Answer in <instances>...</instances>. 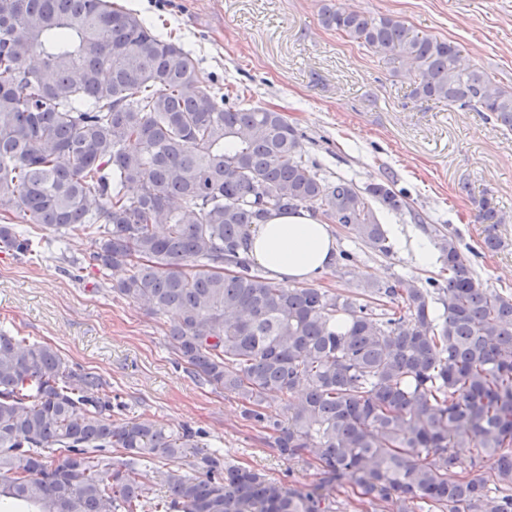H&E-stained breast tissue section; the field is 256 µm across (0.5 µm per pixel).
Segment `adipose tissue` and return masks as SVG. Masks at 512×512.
<instances>
[{"label":"adipose tissue","instance_id":"obj_1","mask_svg":"<svg viewBox=\"0 0 512 512\" xmlns=\"http://www.w3.org/2000/svg\"><path fill=\"white\" fill-rule=\"evenodd\" d=\"M248 256L286 282L296 283L328 270L336 243L327 226L307 214H275L252 234Z\"/></svg>","mask_w":512,"mask_h":512}]
</instances>
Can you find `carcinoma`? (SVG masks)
<instances>
[{"mask_svg": "<svg viewBox=\"0 0 512 512\" xmlns=\"http://www.w3.org/2000/svg\"><path fill=\"white\" fill-rule=\"evenodd\" d=\"M319 16L408 66L412 100L512 132V90L461 66L457 44L340 0ZM301 138L283 113L211 92L190 48L112 0H0V249L36 254L14 213L85 237L92 264L120 273L112 292L175 314L166 336L190 374L318 476L299 489L218 448L188 462L198 432L112 421L98 376L0 329V512H336L338 488L360 512H512V295L438 229L448 276L427 288L399 277L350 297L254 268L252 230L300 209L391 252L374 205L398 211L405 196L388 179L325 177ZM502 221L482 199L483 250L499 248ZM300 387L283 415L264 412ZM156 460L163 495L145 481Z\"/></svg>", "mask_w": 512, "mask_h": 512, "instance_id": "obj_1", "label": "carcinoma"}]
</instances>
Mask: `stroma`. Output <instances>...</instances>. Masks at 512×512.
<instances>
[{
  "instance_id": "1",
  "label": "stroma",
  "mask_w": 512,
  "mask_h": 512,
  "mask_svg": "<svg viewBox=\"0 0 512 512\" xmlns=\"http://www.w3.org/2000/svg\"><path fill=\"white\" fill-rule=\"evenodd\" d=\"M115 2L179 36L196 53L211 90L282 112L302 133L305 158L323 174L361 187L385 175L393 179L408 205L378 210L381 224L426 239L439 229L473 246L483 231L478 202L493 198L503 217L501 246L473 264L488 288L512 294V133L486 113L412 102L405 74L321 25V0ZM343 2L456 42L465 64L512 89V0ZM463 182L469 193H460ZM331 231L337 249L353 259L313 278L316 287L350 295L368 279L423 281L440 273L418 267L400 246L378 256L342 225ZM38 249L42 257L33 261L0 252V327L49 342L70 366L97 374L120 402L113 420L143 415L173 430L188 426L231 462L301 489L316 482L313 467L266 446L262 430L243 420L237 397L194 379L165 334L173 314H150L113 293L111 276L88 265L84 238H70L62 252L43 243Z\"/></svg>"
}]
</instances>
